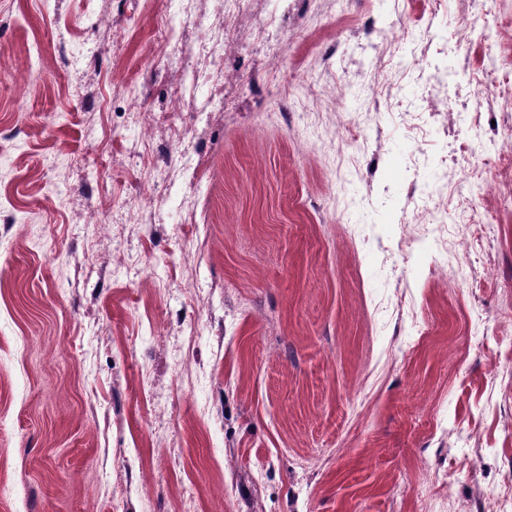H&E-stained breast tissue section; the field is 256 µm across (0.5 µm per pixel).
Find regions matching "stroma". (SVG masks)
<instances>
[{
	"instance_id": "stroma-1",
	"label": "stroma",
	"mask_w": 512,
	"mask_h": 512,
	"mask_svg": "<svg viewBox=\"0 0 512 512\" xmlns=\"http://www.w3.org/2000/svg\"><path fill=\"white\" fill-rule=\"evenodd\" d=\"M509 149L512 0H0V512H512Z\"/></svg>"
}]
</instances>
